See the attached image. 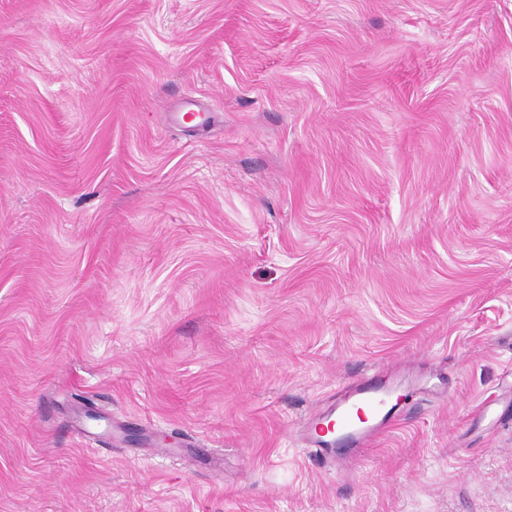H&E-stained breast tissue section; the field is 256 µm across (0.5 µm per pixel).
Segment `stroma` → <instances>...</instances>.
<instances>
[{
	"instance_id": "stroma-1",
	"label": "stroma",
	"mask_w": 512,
	"mask_h": 512,
	"mask_svg": "<svg viewBox=\"0 0 512 512\" xmlns=\"http://www.w3.org/2000/svg\"><path fill=\"white\" fill-rule=\"evenodd\" d=\"M0 512H512V0H0ZM384 376L385 372L376 371L371 377L342 388L327 410L338 414L336 424L341 431L339 439L349 442L355 453L371 448L390 428L394 419ZM365 409L369 412V418L365 415ZM361 414L366 419H362Z\"/></svg>"
}]
</instances>
